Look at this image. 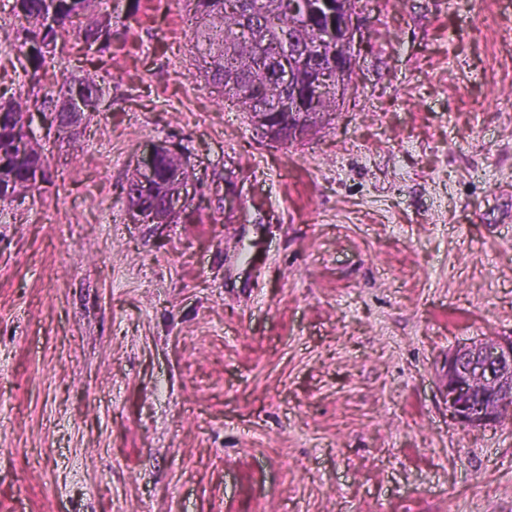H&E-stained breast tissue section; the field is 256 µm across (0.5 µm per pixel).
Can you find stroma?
<instances>
[{"mask_svg": "<svg viewBox=\"0 0 512 512\" xmlns=\"http://www.w3.org/2000/svg\"><path fill=\"white\" fill-rule=\"evenodd\" d=\"M109 3V96L62 140L34 115L47 179L0 211V512H512V416L445 387L512 336V0H361L354 85L292 145L200 78L188 0ZM58 55L53 95L90 67ZM160 144L188 200L145 224ZM162 151L167 155L160 157L157 166V159ZM168 155L178 156L176 152H173L166 146H155L148 155L138 160L134 175L136 186L133 188L135 191L126 192L129 203L132 205L134 201L133 194L136 195L138 190L146 193L153 188L147 197L143 199L142 203H147V208L154 209L155 215L154 213L148 215L147 210L144 211L139 206H133L144 222H152V219L156 216L158 219L152 223H168L175 215V210L180 206V190L188 177V170L184 166L181 157L175 158ZM174 195L180 196L179 199L177 200ZM173 196L172 201L168 203L169 209L174 210L171 212L166 207V201Z\"/></svg>", "mask_w": 512, "mask_h": 512, "instance_id": "obj_1", "label": "stroma"}]
</instances>
